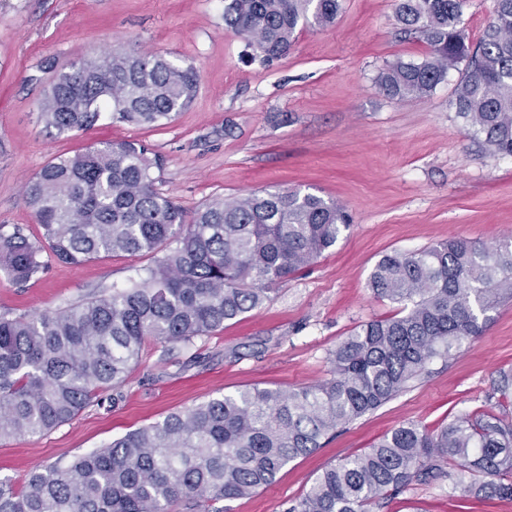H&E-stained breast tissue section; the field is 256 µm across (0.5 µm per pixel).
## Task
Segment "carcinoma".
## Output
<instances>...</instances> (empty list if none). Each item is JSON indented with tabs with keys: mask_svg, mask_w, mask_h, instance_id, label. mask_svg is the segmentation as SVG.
<instances>
[{
	"mask_svg": "<svg viewBox=\"0 0 512 512\" xmlns=\"http://www.w3.org/2000/svg\"><path fill=\"white\" fill-rule=\"evenodd\" d=\"M464 0H398L396 16L430 56L396 61L379 76L391 98L425 97L467 62L453 104L495 155H512V0L472 43ZM340 0H224V25L265 61L288 54L301 25H332ZM200 74L153 53L114 49L57 73L40 119L58 133L101 119L172 122L193 101ZM164 159L137 141H100L57 156L24 193L42 228L33 242L0 225V269L23 284L47 251L78 265L110 255L164 252L131 285L62 311L0 315V441L51 431L97 393L120 394L143 343L189 344L259 307L269 287L312 265L350 226L333 200L294 189L215 196L188 213L156 188ZM370 288L401 306L356 327L333 352L332 377L283 392L253 387L168 414L76 457L32 472L17 490L0 480V512H210L270 485L321 440L380 407L481 335L512 299V242L453 238L384 255ZM499 412L462 414L429 430L402 425L369 450L325 469L288 512H368L412 481L512 500V371L493 381Z\"/></svg>",
	"mask_w": 512,
	"mask_h": 512,
	"instance_id": "cac0c4a2",
	"label": "carcinoma"
}]
</instances>
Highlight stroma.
<instances>
[{
	"mask_svg": "<svg viewBox=\"0 0 512 512\" xmlns=\"http://www.w3.org/2000/svg\"><path fill=\"white\" fill-rule=\"evenodd\" d=\"M397 0H341L333 25L303 28L287 57L251 58L224 26V0H0V225L41 237L24 183L50 159L99 141L135 140L164 159L157 187L186 210L210 198L297 188L336 200L353 222L313 265L269 298L191 345L146 339L122 387L106 390L45 434L0 441V480L66 464L128 431L212 397L252 387L289 390L330 378V353L351 330L399 310L369 278L393 251L450 237H512V156L491 155L453 104L463 69L421 99H392L386 65L420 62L430 48L396 18ZM99 49L145 51L194 66L191 107L162 127L101 120L58 134L38 119L54 72ZM154 256L80 265L46 257L23 285L0 271V315L55 311L124 285ZM512 369V300L459 353L435 360L408 389L340 427L255 494L220 512H287L315 477L407 423L428 428L475 410L497 411L493 380ZM371 512H512V500L450 495L444 482L411 483Z\"/></svg>",
	"mask_w": 512,
	"mask_h": 512,
	"instance_id": "1",
	"label": "stroma"
}]
</instances>
